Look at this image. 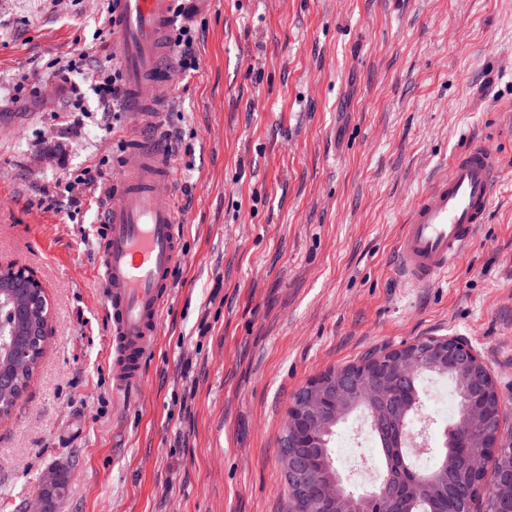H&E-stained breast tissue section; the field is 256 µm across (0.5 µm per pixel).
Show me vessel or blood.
I'll return each mask as SVG.
<instances>
[{
	"label": "vessel or blood",
	"mask_w": 512,
	"mask_h": 512,
	"mask_svg": "<svg viewBox=\"0 0 512 512\" xmlns=\"http://www.w3.org/2000/svg\"><path fill=\"white\" fill-rule=\"evenodd\" d=\"M109 21L111 52L141 127L127 143L117 175L102 189L107 204L99 278L111 323L112 386L130 392L143 382V361L160 334L171 273L185 258L177 174L160 138L148 133L173 91L168 37L175 0H109ZM499 169L491 147L466 146L415 198L396 244L399 269L413 284L447 278L487 221Z\"/></svg>",
	"instance_id": "b4317fda"
}]
</instances>
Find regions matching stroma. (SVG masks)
Masks as SVG:
<instances>
[{
	"mask_svg": "<svg viewBox=\"0 0 512 512\" xmlns=\"http://www.w3.org/2000/svg\"><path fill=\"white\" fill-rule=\"evenodd\" d=\"M106 0H0V264L31 269L52 332L0 423V512L68 473L61 512H290L279 461L294 394L368 349L467 343L512 430V0H196L200 67L162 120L185 260L135 391L112 388L97 190L132 113L88 91ZM86 54L73 124L53 60ZM33 88L16 97L18 83ZM501 157L486 224L448 280L411 286L395 246L468 141Z\"/></svg>",
	"mask_w": 512,
	"mask_h": 512,
	"instance_id": "obj_1",
	"label": "stroma"
}]
</instances>
